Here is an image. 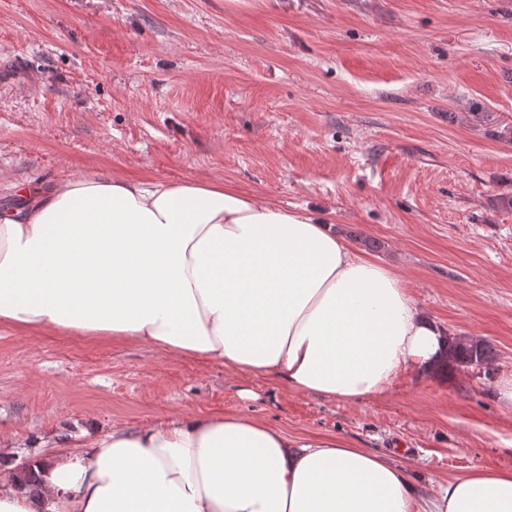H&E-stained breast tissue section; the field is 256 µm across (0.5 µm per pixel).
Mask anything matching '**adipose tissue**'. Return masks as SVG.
<instances>
[{
    "instance_id": "adipose-tissue-1",
    "label": "adipose tissue",
    "mask_w": 512,
    "mask_h": 512,
    "mask_svg": "<svg viewBox=\"0 0 512 512\" xmlns=\"http://www.w3.org/2000/svg\"><path fill=\"white\" fill-rule=\"evenodd\" d=\"M0 324L193 356L358 401L429 367L448 330L333 225L216 181L109 172L9 184ZM30 495L0 464V512H512V470L417 490L392 459L246 414L71 434Z\"/></svg>"
}]
</instances>
